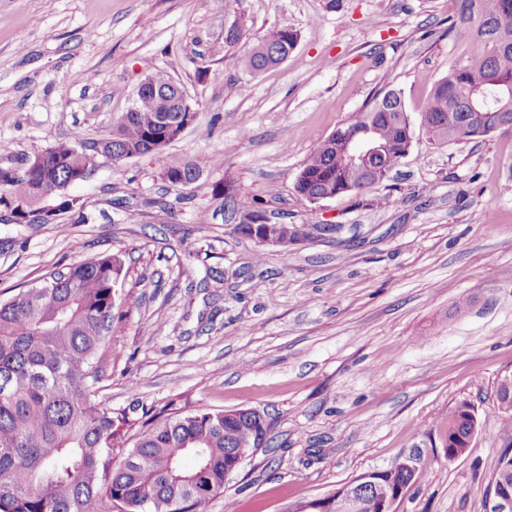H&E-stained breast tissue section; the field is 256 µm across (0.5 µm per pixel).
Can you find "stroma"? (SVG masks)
<instances>
[{"mask_svg":"<svg viewBox=\"0 0 512 512\" xmlns=\"http://www.w3.org/2000/svg\"><path fill=\"white\" fill-rule=\"evenodd\" d=\"M458 0H0V166L110 136L147 73L195 114L161 151L71 187L83 213L0 224V299L104 251L122 253L117 329L96 399L142 408H257L259 449L204 512H286L406 463L396 512H484L512 444L496 405L512 376V130L431 142L421 114L447 75ZM293 53L234 66L280 20ZM241 37L232 42L230 30ZM400 93L412 146L379 187L316 203L295 179L380 90ZM174 161L199 179L171 186ZM275 224L339 230L283 250L234 232L230 196ZM477 431L448 458L459 404Z\"/></svg>","mask_w":512,"mask_h":512,"instance_id":"obj_1","label":"stroma"}]
</instances>
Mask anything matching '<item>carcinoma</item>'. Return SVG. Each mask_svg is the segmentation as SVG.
<instances>
[{
  "label": "carcinoma",
  "mask_w": 512,
  "mask_h": 512,
  "mask_svg": "<svg viewBox=\"0 0 512 512\" xmlns=\"http://www.w3.org/2000/svg\"><path fill=\"white\" fill-rule=\"evenodd\" d=\"M448 36L457 53L448 75L436 84L422 116L429 139L443 145L512 129V46L495 50L503 31L512 34V0H458ZM297 33L284 19L237 61L258 74L281 64L294 48ZM134 111L123 113L112 131V161L130 151H159L173 142L195 113L186 101L175 106L161 94L135 98ZM408 116L398 92L382 90L336 132L346 135L368 125L375 137L391 145L388 164L401 160ZM102 155L79 137L58 142L32 156L26 178L0 167V208H23L18 224H49L67 212L83 211L68 189L76 176L93 174ZM188 164L167 167L172 186L196 180ZM385 178L371 176L349 161L343 138L321 141L296 180V192L310 202L331 198L344 189L362 192ZM239 222L234 232L253 238V224L263 212L243 197L233 198ZM290 239L305 243L334 233L338 224H290ZM124 262L119 253H101L30 282L13 297L0 300V512H201L224 492V459L232 449L262 429L232 410L206 409L152 416L136 434L122 414L95 399L99 350L119 323L114 313ZM497 408L503 426L512 430V386L499 384ZM473 410L462 403L448 415L444 447L448 459L470 452ZM126 449L119 464L113 451ZM422 480L416 470L391 468L378 481L409 488ZM354 512H381L370 490L358 498Z\"/></svg>",
  "instance_id": "carcinoma-1"
}]
</instances>
